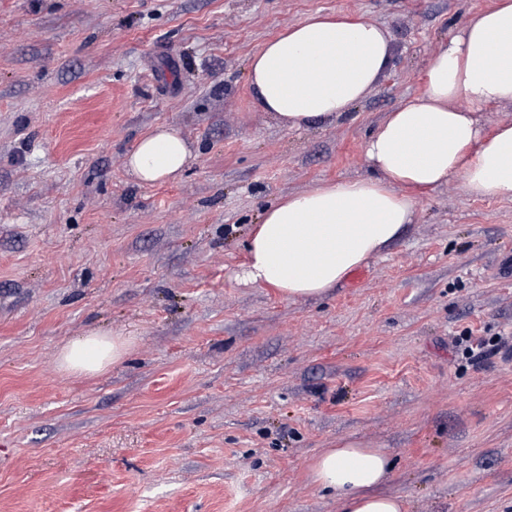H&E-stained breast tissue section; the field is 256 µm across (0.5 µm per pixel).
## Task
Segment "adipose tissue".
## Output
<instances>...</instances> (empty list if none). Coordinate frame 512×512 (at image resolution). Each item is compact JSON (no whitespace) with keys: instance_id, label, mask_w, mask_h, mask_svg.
I'll return each mask as SVG.
<instances>
[{"instance_id":"1","label":"adipose tissue","mask_w":512,"mask_h":512,"mask_svg":"<svg viewBox=\"0 0 512 512\" xmlns=\"http://www.w3.org/2000/svg\"><path fill=\"white\" fill-rule=\"evenodd\" d=\"M391 56L387 31L346 15L314 14L265 42L248 61L249 82L264 111L299 128L346 113L377 87ZM466 98L469 110L456 107ZM512 103V0H495L441 46L425 70L422 92L389 112L365 142L371 175L287 195L266 208L247 245L245 282L284 298H318L379 255L411 224L414 194L460 179L471 195L512 198V122L485 133L479 112ZM191 160L179 130L156 126L125 157L141 184L180 177ZM127 342L92 333L66 344L69 374H95L118 363ZM389 452L337 440L310 467V479L333 493L341 512H404L382 493Z\"/></svg>"}]
</instances>
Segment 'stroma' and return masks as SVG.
<instances>
[{"label": "stroma", "instance_id": "35a3bbf8", "mask_svg": "<svg viewBox=\"0 0 512 512\" xmlns=\"http://www.w3.org/2000/svg\"><path fill=\"white\" fill-rule=\"evenodd\" d=\"M495 0H0V512H338L337 439L386 448L406 512H512V200L452 180L358 283L285 299L239 277L278 198L368 176L364 143ZM385 28L378 86L336 119L263 112L249 57L308 15ZM193 160L144 186L155 126ZM91 332L124 358L81 376ZM191 156L179 130L158 125L127 153L125 168L138 183L152 185L180 177ZM126 350V340L95 332L67 343L60 363L68 374H95L121 361Z\"/></svg>", "mask_w": 512, "mask_h": 512}]
</instances>
